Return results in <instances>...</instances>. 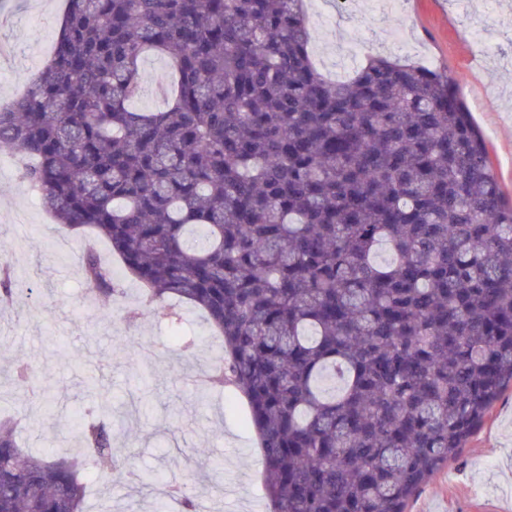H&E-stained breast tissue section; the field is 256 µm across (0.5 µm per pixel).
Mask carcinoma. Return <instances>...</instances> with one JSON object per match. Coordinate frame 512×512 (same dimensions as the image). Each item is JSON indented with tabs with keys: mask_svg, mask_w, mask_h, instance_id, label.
<instances>
[{
	"mask_svg": "<svg viewBox=\"0 0 512 512\" xmlns=\"http://www.w3.org/2000/svg\"><path fill=\"white\" fill-rule=\"evenodd\" d=\"M47 65L0 109V149L63 229L109 243L95 298L141 286L205 315L269 512H407L512 386V201L442 72L372 52L343 81L311 61L303 0H66ZM173 87L134 110L145 55ZM17 300L0 269V303ZM166 316L177 348L195 338ZM0 421V512H85L81 462ZM110 479L112 404L79 426ZM180 512L197 492L173 483Z\"/></svg>",
	"mask_w": 512,
	"mask_h": 512,
	"instance_id": "cac0c4a2",
	"label": "carcinoma"
}]
</instances>
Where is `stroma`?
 <instances>
[{
	"label": "stroma",
	"instance_id": "stroma-1",
	"mask_svg": "<svg viewBox=\"0 0 512 512\" xmlns=\"http://www.w3.org/2000/svg\"><path fill=\"white\" fill-rule=\"evenodd\" d=\"M64 0H0V104H8L50 55ZM310 51L328 76L345 78L368 50L388 52L447 74L485 137L504 193L512 198V0H407L402 14L382 15L367 0H306ZM80 233L59 228L17 169L0 171V258L23 299L0 306V417L22 418L25 448L76 457L78 424L97 395L84 386L99 375L120 423L112 444L136 470L154 477L131 493L96 470L88 512H165L167 482L177 478L222 489L216 512H266L261 450L245 423L246 403L227 392L200 397L197 374L220 341L203 315L185 312L196 336L188 353H169L163 310L125 321L139 300L126 280L111 316L88 300L77 256ZM152 343V362L129 363L119 336ZM30 359L45 390L32 399L14 380L16 356ZM408 512H512V386L505 389L457 458L429 479Z\"/></svg>",
	"mask_w": 512,
	"mask_h": 512
}]
</instances>
